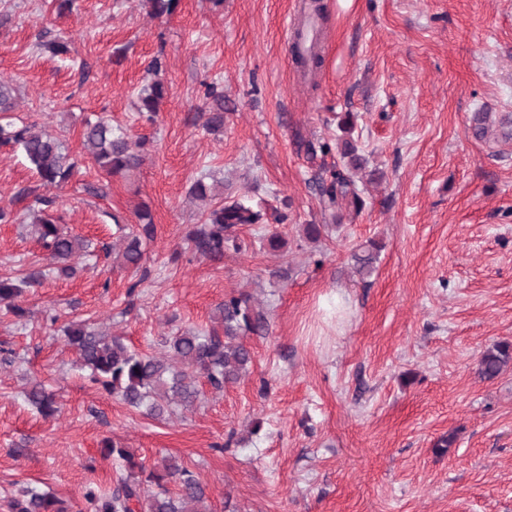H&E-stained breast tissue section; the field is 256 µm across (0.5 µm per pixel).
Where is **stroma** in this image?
<instances>
[{"mask_svg":"<svg viewBox=\"0 0 512 512\" xmlns=\"http://www.w3.org/2000/svg\"><path fill=\"white\" fill-rule=\"evenodd\" d=\"M307 0H0V81L15 116L58 136L76 162L42 185L0 147V273L45 267L27 212L36 199L96 254L50 272L0 305V512L33 485L84 506L114 490L100 455L122 442L146 466L175 459L209 488L213 512H512V366L477 374L483 352L512 344V141L475 138L473 113L512 112V0H321L316 68L287 44ZM61 37L67 54L40 41ZM157 73H149L151 63ZM158 78L155 120L138 92ZM222 103L205 95L207 85ZM223 110L224 125L207 127ZM367 164L361 209L324 212L317 184L343 160V117ZM143 139L125 173L98 171L86 121ZM220 181L213 201L189 194ZM262 209L238 227L246 251L198 254L187 235L225 197ZM147 206L156 228L140 278L102 254ZM307 224L330 230L318 242ZM279 233L282 247L261 246ZM379 245L370 275L353 254ZM253 294L268 330L251 335L248 374L159 421L90 382L61 329L85 321L162 352L163 337L209 328L229 293ZM43 383L58 411L25 398ZM452 437L450 447H439Z\"/></svg>","mask_w":512,"mask_h":512,"instance_id":"obj_1","label":"stroma"}]
</instances>
